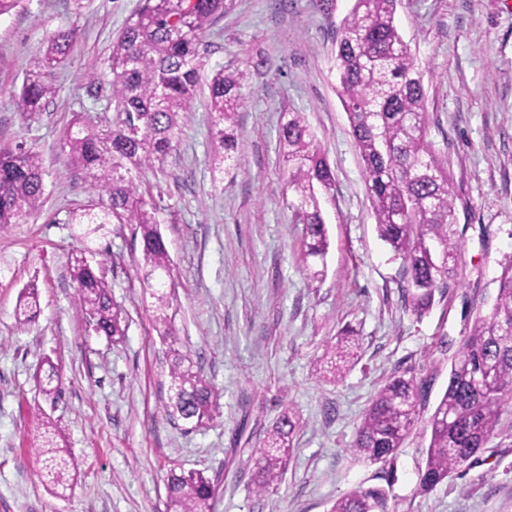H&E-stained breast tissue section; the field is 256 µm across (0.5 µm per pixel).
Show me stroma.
Returning a JSON list of instances; mask_svg holds the SVG:
<instances>
[{
    "mask_svg": "<svg viewBox=\"0 0 512 512\" xmlns=\"http://www.w3.org/2000/svg\"><path fill=\"white\" fill-rule=\"evenodd\" d=\"M353 0L332 14L315 0H236L208 30L202 84L163 169L141 170L154 187L176 272L168 315L180 352L219 394L212 421L194 426L165 411L168 345L154 329V303L135 261L128 224L93 239L70 210L100 193L68 162L63 134L74 119L111 123L112 42L139 0H23L0 16V146L38 151L41 208L0 226V512H167L170 468L202 473L217 487L214 512H327L351 489L389 486L392 512H512V402L470 464L425 495L415 492L429 436L415 429L393 462H355L352 445L373 395L393 373L429 380V402L448 383L452 360L477 314L488 313L503 264L512 259V0H399L395 22L427 93L430 138L448 161L462 236V279L423 317L406 310L402 263L379 238L363 165L340 98L336 36ZM75 30L57 92L27 119L14 95L46 35ZM95 65L103 86L86 76ZM250 68L238 116L240 169L212 159L206 82L218 68ZM302 113L336 176L323 204L327 271L309 283L302 227L292 223L288 175L278 163L284 112ZM91 249L129 328L122 341L87 332L75 310V254ZM40 311L18 328L22 288ZM351 329L360 360L331 382L314 372L327 342ZM60 369L58 394L43 395L44 360ZM299 419L296 452L276 493L253 491L254 460L276 418ZM66 431L78 479L59 497L39 481L30 446L34 412Z\"/></svg>",
    "mask_w": 512,
    "mask_h": 512,
    "instance_id": "obj_1",
    "label": "stroma"
}]
</instances>
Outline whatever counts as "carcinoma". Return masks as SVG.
<instances>
[{"mask_svg": "<svg viewBox=\"0 0 512 512\" xmlns=\"http://www.w3.org/2000/svg\"><path fill=\"white\" fill-rule=\"evenodd\" d=\"M235 0H142L139 10L113 40L112 100L116 118L104 127L68 130L65 145L71 165L105 189L107 198L69 212V223L83 226L90 237L108 224H132L140 234L138 268L151 290L157 315L155 329L171 346L170 392L165 405L171 416L197 426L212 419L217 395L191 358L174 349L175 330L167 315L168 294L152 280L173 277V264L151 189L137 183L133 172L161 167L179 136V114L187 111L200 85L204 37ZM397 0H354L336 37L340 96L358 149L379 238L406 274L405 308L420 318L432 309L436 294L461 277L460 233L455 198L446 161L429 139L426 93L411 48L395 24ZM75 32L60 28L41 44L15 95L25 116L43 111L56 93L51 80L72 50ZM246 72L219 69L208 83L216 161L240 167L237 116L246 105L242 88ZM279 163L288 171L294 192L293 220L304 225L302 268L310 282L325 276L330 242L322 200L336 188L331 167L311 134L304 116L287 113L279 129ZM44 195L40 155L19 147L0 149V224H22L39 210ZM76 309L89 327L114 342L128 324L112 302L102 269L82 253L75 258ZM491 311L477 315L457 357L448 385L428 417L426 382L393 374L373 396L348 448L365 464H387L413 428L429 431L422 450L415 494L426 495L480 453L493 438L502 406L512 399V260L502 267ZM39 311L38 292L24 289L15 319L24 327ZM358 341L343 330L326 344L315 372L339 381L359 358ZM40 391H56L59 369L51 360ZM45 445L35 449L41 460L39 479L63 496L74 484V463L53 441L62 437L57 422L36 416ZM296 415L283 413L267 432L256 459L254 491L262 495L280 483L295 452ZM215 485L200 473L171 469L167 479L170 512H213ZM329 512H389L383 487L356 488L331 505Z\"/></svg>", "mask_w": 512, "mask_h": 512, "instance_id": "carcinoma-1", "label": "carcinoma"}]
</instances>
